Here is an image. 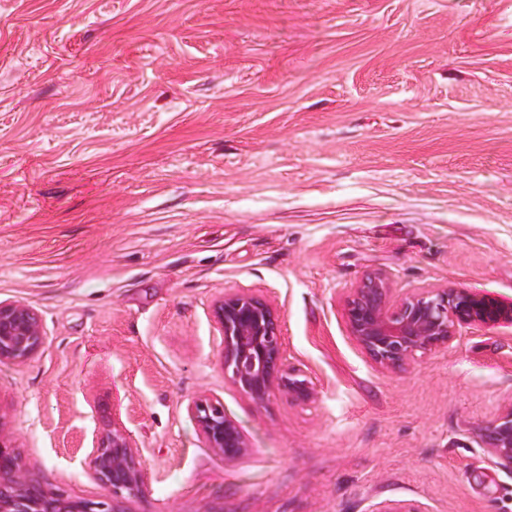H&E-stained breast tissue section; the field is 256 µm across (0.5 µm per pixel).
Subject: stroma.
<instances>
[{
    "label": "stroma",
    "mask_w": 512,
    "mask_h": 512,
    "mask_svg": "<svg viewBox=\"0 0 512 512\" xmlns=\"http://www.w3.org/2000/svg\"><path fill=\"white\" fill-rule=\"evenodd\" d=\"M512 302V0H0V302L46 344L0 364V430L73 499L99 421L153 473L127 512H512L483 428L512 325L377 366L346 298ZM275 308L313 402L258 403L212 316ZM220 399L228 463L187 412Z\"/></svg>",
    "instance_id": "35a3bbf8"
}]
</instances>
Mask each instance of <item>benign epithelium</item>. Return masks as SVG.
<instances>
[{"instance_id": "7a95c632", "label": "benign epithelium", "mask_w": 512, "mask_h": 512, "mask_svg": "<svg viewBox=\"0 0 512 512\" xmlns=\"http://www.w3.org/2000/svg\"><path fill=\"white\" fill-rule=\"evenodd\" d=\"M386 278L371 274L346 300L351 338L380 367H401L416 355L448 347L465 327L512 324V303L506 304L468 288L417 289L391 301ZM224 336L222 365L232 383L258 403L279 393L306 403L316 390L300 370L284 363L280 329L271 303L250 292L224 294L212 309ZM46 343L39 313L22 302H0V363L25 364ZM206 447L227 462L249 450L247 438L224 413L217 398H199L187 406ZM487 453L512 468V404L484 429ZM88 477L104 489L97 501L71 499L31 477L10 439L0 432V512H123L118 504L141 495L153 474L128 429L100 428L88 454Z\"/></svg>"}]
</instances>
